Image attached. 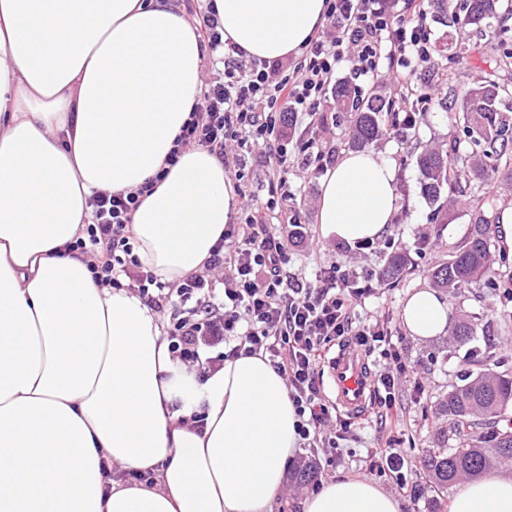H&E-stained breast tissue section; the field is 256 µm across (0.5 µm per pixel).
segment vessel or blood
Returning <instances> with one entry per match:
<instances>
[{
    "label": "vessel or blood",
    "instance_id": "vessel-or-blood-1",
    "mask_svg": "<svg viewBox=\"0 0 512 512\" xmlns=\"http://www.w3.org/2000/svg\"><path fill=\"white\" fill-rule=\"evenodd\" d=\"M330 389L340 412L361 414L374 387L365 357L353 346H339L327 362Z\"/></svg>",
    "mask_w": 512,
    "mask_h": 512
}]
</instances>
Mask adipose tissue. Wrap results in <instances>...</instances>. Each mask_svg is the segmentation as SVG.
I'll return each mask as SVG.
<instances>
[{
  "instance_id": "obj_1",
  "label": "adipose tissue",
  "mask_w": 512,
  "mask_h": 512,
  "mask_svg": "<svg viewBox=\"0 0 512 512\" xmlns=\"http://www.w3.org/2000/svg\"><path fill=\"white\" fill-rule=\"evenodd\" d=\"M214 5L224 41L251 58L297 55L324 22L325 0ZM204 55L170 0H0V512H269L283 488L299 418L269 361L198 376L173 359L157 314L96 284L72 248L93 192L138 190L141 264L171 283L204 269L237 189L207 149L166 164ZM398 203L390 158L346 153L322 182L319 233L379 240ZM402 319L428 341L447 332L448 302L418 289ZM300 506L400 512L359 476ZM450 512H512V473L460 485Z\"/></svg>"
}]
</instances>
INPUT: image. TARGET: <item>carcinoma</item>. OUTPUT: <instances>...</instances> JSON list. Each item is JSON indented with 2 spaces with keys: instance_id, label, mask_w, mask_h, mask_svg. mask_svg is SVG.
Here are the masks:
<instances>
[{
  "instance_id": "1",
  "label": "carcinoma",
  "mask_w": 512,
  "mask_h": 512,
  "mask_svg": "<svg viewBox=\"0 0 512 512\" xmlns=\"http://www.w3.org/2000/svg\"><path fill=\"white\" fill-rule=\"evenodd\" d=\"M435 16L448 19L447 26L483 32L499 18L501 0H432ZM512 48H504L492 74L462 91L454 107L462 113L464 133L480 150L461 158L456 146L431 147L416 155L421 194L440 214L461 197L502 176L512 178ZM336 109L352 115L350 145L364 149L386 133V117L395 112L394 102L380 95L362 100L355 90L340 84L335 89ZM493 212L479 210L463 244L448 261L431 270L436 287L455 294L482 283L493 284L495 259L490 249ZM406 259L392 255L381 280L400 278ZM455 347L476 340L471 316L457 318L451 327ZM512 405V374L479 371L454 385L440 400L438 412L445 425L437 432L436 447L424 459L428 486L438 493L458 480L477 479L496 463L512 462V425L495 426L496 419Z\"/></svg>"
}]
</instances>
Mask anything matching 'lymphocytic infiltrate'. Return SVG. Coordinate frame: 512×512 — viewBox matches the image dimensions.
<instances>
[{
	"mask_svg": "<svg viewBox=\"0 0 512 512\" xmlns=\"http://www.w3.org/2000/svg\"><path fill=\"white\" fill-rule=\"evenodd\" d=\"M426 2L411 0L403 7L399 0H326L323 30L293 63L245 59L239 47L224 43L215 7L207 5L197 32L210 50H223L224 76L202 90L167 163L175 165L183 150L201 147L240 180L247 155L263 150L270 163L266 201L248 196L239 215L225 224L204 273L177 283L161 281L134 253L132 215L139 193H94L88 201L92 222L73 244L90 256L96 283L137 290L151 309L168 312L169 349L181 364L213 373L242 355L267 357L286 381L300 419L299 447L311 456L324 446L339 447L369 423L365 417H341L320 391L321 367L334 346L348 341L386 361L373 399L379 420L396 427L404 417L396 405V386L410 371L386 314L357 317L358 307L376 288L373 276L335 263L310 281L283 277L288 247L264 233L263 213L291 201L288 170L295 162L319 173L331 163V154L322 148L325 124H317L292 147L288 115L317 114L343 59H350L355 77L374 80L382 54H389L397 61L392 79L402 86L411 83L416 70L430 68ZM218 345L224 348L223 358H207L206 349ZM368 458L369 471L391 476L401 494L417 497L398 448H373Z\"/></svg>",
	"mask_w": 512,
	"mask_h": 512,
	"instance_id": "f902f5d3",
	"label": "lymphocytic infiltrate"
}]
</instances>
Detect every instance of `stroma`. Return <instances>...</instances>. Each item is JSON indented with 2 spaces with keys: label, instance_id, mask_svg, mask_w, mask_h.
Listing matches in <instances>:
<instances>
[{
  "label": "stroma",
  "instance_id": "35a3bbf8",
  "mask_svg": "<svg viewBox=\"0 0 512 512\" xmlns=\"http://www.w3.org/2000/svg\"><path fill=\"white\" fill-rule=\"evenodd\" d=\"M430 43L435 63L429 70L414 76V90L444 81L450 88L468 87L476 78L486 76L495 66L498 42L512 44V19L508 20L495 37L470 34L472 49L454 73H447L445 45L448 29L438 22H431ZM462 130L457 127L448 112L439 104H431L416 126L406 136L387 137L378 150L390 157L396 170V192L399 205L395 211L391 229L372 248L357 249L340 242L321 240L316 223V204L322 182L321 175L313 171L294 170L288 174V183L294 194L293 207L300 213L305 233L295 244L289 245L290 265L302 268L306 276H314L319 267L338 263L359 272H381L392 252H400L407 259L403 277L377 290V302L388 310L395 335L404 339L406 356L415 377L422 383L423 397H415L408 384H401L396 395L404 409L405 423L397 430L368 427L357 438L344 442L342 448H322L318 459L330 477L345 475L365 476L367 450L377 440L399 437L402 448L409 455L408 479L422 482V457L436 444V432L442 424L437 415V404L451 386L462 383L474 369L473 357L486 356V368L496 372L512 373V298L505 296V288H512V264L497 269V285L493 288L473 287L462 289L449 297L451 318L467 314L474 316L477 324L475 352L452 347L447 336L434 338L426 343L416 342L407 336L401 320L402 306L415 289L432 286V267L446 262L449 254L464 240L474 220L475 202L460 204L445 220L433 217V208L422 196L419 172L414 163L415 153L434 143L458 140L459 152L470 149L461 139ZM426 237L427 246L417 250L414 241Z\"/></svg>",
  "mask_w": 512,
  "mask_h": 512
}]
</instances>
